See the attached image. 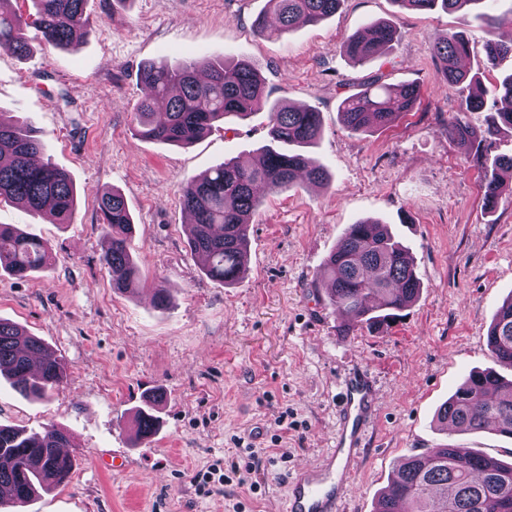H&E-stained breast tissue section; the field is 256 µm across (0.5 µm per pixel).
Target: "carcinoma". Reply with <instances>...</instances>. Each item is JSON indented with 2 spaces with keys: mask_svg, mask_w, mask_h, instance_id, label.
Instances as JSON below:
<instances>
[{
  "mask_svg": "<svg viewBox=\"0 0 512 512\" xmlns=\"http://www.w3.org/2000/svg\"><path fill=\"white\" fill-rule=\"evenodd\" d=\"M0 0V49L19 57L30 52L27 29L33 28L52 46L66 49L78 31L87 27V0H32L34 12L23 15ZM344 0H267L266 16L255 19L258 36L280 37L302 24H316L332 16ZM414 11L440 8L456 12L472 8L486 25L488 60L512 54V44L494 38L495 29L512 25V12L487 11L495 0H395ZM396 40L387 22H372L365 31L340 46L353 62L364 63ZM438 62L437 77L453 86L480 83L479 73L459 66L469 54V41L461 32L437 38L432 46ZM147 94L136 107L135 136L172 145H189L217 128V123L244 119L267 102L265 80L253 64L213 58L195 59L173 66L151 63L140 71ZM419 85L386 84L376 79L345 97L338 111L344 127L354 133L385 127L395 116L410 111L421 98ZM484 100L461 97L448 122V136L473 155L485 207L494 210L502 200L504 182L512 173V156L493 159L485 145L502 128L512 130V107L494 112L491 124L478 133L463 115L481 108ZM322 130L321 114L311 108L284 103L269 109L265 145L258 160L245 166L226 159L181 189L180 204L191 216L189 248L201 260L204 273L224 283L244 277L248 258L250 218L261 200L257 188L270 192L290 189L305 177L310 184H325L322 165L303 153ZM45 145L34 135L26 118H0V202L8 201L55 224L73 218L77 191L72 178L51 161L34 162ZM103 232L108 248L103 261L115 288L128 292L140 282V269L131 252L132 219L119 192L106 190L99 197ZM50 247L12 224H0V270L22 279L47 268ZM323 274L331 305L352 324L371 330L390 326L400 312L420 295L409 248L391 226L375 220L349 225L327 258ZM491 356L512 367V297L496 310L487 332ZM14 383L24 396L48 398L67 377L63 359L40 338L16 323L0 319V376ZM156 394L135 416L136 434L148 440L156 433ZM437 420L452 429L492 431L512 439V380L494 369L472 371L437 412ZM71 447L63 429L48 425L40 432L0 425V499L14 507L30 503L39 492L69 482L74 459L61 452ZM377 512H512V463L481 452L462 453L443 446L407 455L392 472L390 486L378 500Z\"/></svg>",
  "mask_w": 512,
  "mask_h": 512,
  "instance_id": "cac0c4a2",
  "label": "carcinoma"
}]
</instances>
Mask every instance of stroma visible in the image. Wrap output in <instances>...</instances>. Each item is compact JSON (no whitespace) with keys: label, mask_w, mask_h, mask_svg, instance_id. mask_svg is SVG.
I'll return each instance as SVG.
<instances>
[{"label":"stroma","mask_w":512,"mask_h":512,"mask_svg":"<svg viewBox=\"0 0 512 512\" xmlns=\"http://www.w3.org/2000/svg\"><path fill=\"white\" fill-rule=\"evenodd\" d=\"M266 0H88L87 34L70 49H0V115L27 116L52 163L77 189L72 223L52 224L0 203L12 224L50 245L52 265L18 280L0 272V318L41 337L68 365L52 400L23 397L0 378V425L71 436L76 467L67 486L41 492L25 512H282L295 469L321 463L336 433L340 382L372 376L379 407L366 454L344 495V512H375L392 471L411 451L443 445L512 456V440L451 431L437 420L469 371L494 367L486 335L512 296V195L483 206L479 170L445 127L460 92L437 83L432 44L466 31L465 68L482 86L512 63L486 62L472 15L407 10L394 0H345L335 15L278 39L253 31ZM375 20L393 23L391 50L356 65L339 49ZM197 57L245 59L268 100L320 112L309 148L331 175L261 195L249 230L245 277H207L188 245L182 187L224 158L256 156L267 111L174 146L133 134L145 95L141 68ZM382 78L422 89L415 107L384 128L354 133L337 108L358 84ZM117 189L133 216L141 284L117 291L102 257L96 201ZM378 219L409 246L418 300L391 327L342 330L322 286L323 263L349 224ZM170 304H153L154 286ZM162 389L159 433L138 441L135 411ZM127 456L124 470L107 462ZM233 461L224 484L201 492L196 473Z\"/></svg>","instance_id":"obj_1"}]
</instances>
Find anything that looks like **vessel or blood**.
Wrapping results in <instances>:
<instances>
[{"label":"vessel or blood","instance_id":"vessel-or-blood-1","mask_svg":"<svg viewBox=\"0 0 512 512\" xmlns=\"http://www.w3.org/2000/svg\"><path fill=\"white\" fill-rule=\"evenodd\" d=\"M334 445L321 464L301 468L288 482L285 512H341V499L375 411L372 380L358 370L340 384Z\"/></svg>","mask_w":512,"mask_h":512}]
</instances>
